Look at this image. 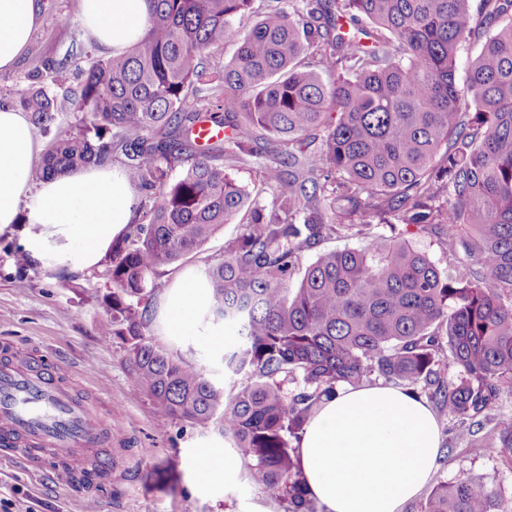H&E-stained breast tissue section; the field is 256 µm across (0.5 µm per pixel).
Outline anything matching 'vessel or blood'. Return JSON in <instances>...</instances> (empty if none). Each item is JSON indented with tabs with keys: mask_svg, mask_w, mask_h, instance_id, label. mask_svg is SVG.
I'll return each mask as SVG.
<instances>
[{
	"mask_svg": "<svg viewBox=\"0 0 512 512\" xmlns=\"http://www.w3.org/2000/svg\"><path fill=\"white\" fill-rule=\"evenodd\" d=\"M60 364L0 352V457L22 454L30 469L77 485L86 452L106 443L105 426L63 381Z\"/></svg>",
	"mask_w": 512,
	"mask_h": 512,
	"instance_id": "b4317fda",
	"label": "vessel or blood"
}]
</instances>
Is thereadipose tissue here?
Listing matches in <instances>:
<instances>
[{
	"label": "adipose tissue",
	"mask_w": 512,
	"mask_h": 512,
	"mask_svg": "<svg viewBox=\"0 0 512 512\" xmlns=\"http://www.w3.org/2000/svg\"><path fill=\"white\" fill-rule=\"evenodd\" d=\"M40 0H0V71L24 55ZM81 21L107 53L143 34L145 0H79ZM36 145L21 110L0 108V234L18 233L30 262L66 272L97 267L130 224L136 200L123 170L93 165L32 179ZM28 215H21V208ZM208 284L188 274L168 291L167 335L194 333ZM302 472L322 512H402L428 482L441 455L429 404L399 386H346L325 399L299 444Z\"/></svg>",
	"instance_id": "adipose-tissue-1"
}]
</instances>
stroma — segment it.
Here are the masks:
<instances>
[{"label":"stroma","instance_id":"35a3bbf8","mask_svg":"<svg viewBox=\"0 0 512 512\" xmlns=\"http://www.w3.org/2000/svg\"><path fill=\"white\" fill-rule=\"evenodd\" d=\"M102 52L79 18L78 0H41V14L29 47L16 66L0 72V99L31 83L37 65H60L54 91L61 105L60 123L34 128L41 150H48L60 128L75 122L67 91L76 89L79 72ZM227 224L198 252L153 277L151 322L154 341L197 362L209 377L229 385L217 371L209 329L172 339L165 333L163 309L173 284L186 273L203 275L208 264L235 235ZM17 234L0 235V344L8 343L39 359L56 361L89 405L112 423L111 449L119 466L111 482L94 495L84 488L54 484L46 474L29 470L20 458L0 460V500L10 512H284L266 497L256 474L241 469L224 485L202 490L193 470L192 452L202 442L221 440L217 428L203 429L163 417L133 383L121 340L102 341L99 323L106 319L112 284L102 268L85 272L55 271L17 262ZM472 477L484 481L503 504H512V457L497 448H473L459 442L440 457L430 485Z\"/></svg>","mask_w":512,"mask_h":512}]
</instances>
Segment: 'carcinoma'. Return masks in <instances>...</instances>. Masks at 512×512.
<instances>
[{
    "mask_svg": "<svg viewBox=\"0 0 512 512\" xmlns=\"http://www.w3.org/2000/svg\"><path fill=\"white\" fill-rule=\"evenodd\" d=\"M146 2L143 36L83 70L73 104L84 117L34 171L40 181L124 156L139 219L105 258L112 314L98 334L123 341L140 391L167 418L218 428L285 512H314L298 442L341 386L419 387L463 422L458 434L477 435L512 392V0L475 10L471 0H281L229 62L211 50L238 37L233 22L255 0ZM470 42L480 48L461 85L457 57ZM307 54L315 61L302 68ZM209 69L216 110L203 111L196 83ZM49 81L51 66L12 100L43 127L60 115ZM202 119L224 137L200 151ZM260 156L270 206L224 170ZM243 211L248 221L204 272L202 324L237 336L216 357L242 377L226 389L147 336L149 280ZM399 224L461 247L455 273L402 235L375 233ZM331 237L369 243L302 263ZM474 447L511 455L512 416ZM424 512L508 510L462 478L437 486Z\"/></svg>",
    "mask_w": 512,
    "mask_h": 512,
    "instance_id": "1",
    "label": "carcinoma"
}]
</instances>
